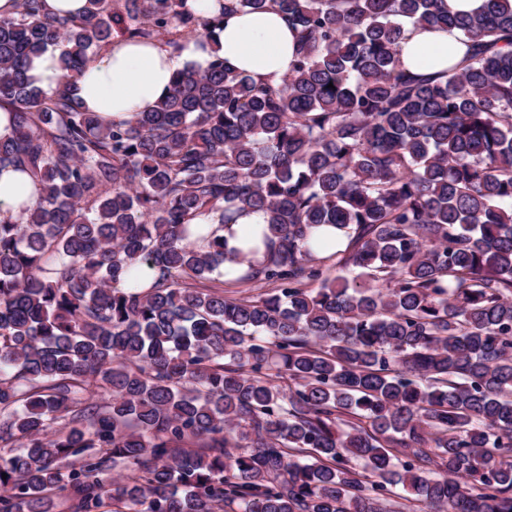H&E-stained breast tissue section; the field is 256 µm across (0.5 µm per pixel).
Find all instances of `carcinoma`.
I'll return each mask as SVG.
<instances>
[{
	"label": "carcinoma",
	"mask_w": 512,
	"mask_h": 512,
	"mask_svg": "<svg viewBox=\"0 0 512 512\" xmlns=\"http://www.w3.org/2000/svg\"><path fill=\"white\" fill-rule=\"evenodd\" d=\"M184 2L125 0V33L217 23ZM271 9L300 42L278 87L217 56L120 122L74 93L112 0L0 16V166L38 185L0 221V512H389L397 486L409 512H512V0L224 2ZM408 22L466 59L408 72ZM245 210L278 248L229 290L191 221ZM28 75L36 87L53 94L62 88V72L59 63V51L49 49L34 57L30 64Z\"/></svg>",
	"instance_id": "carcinoma-1"
}]
</instances>
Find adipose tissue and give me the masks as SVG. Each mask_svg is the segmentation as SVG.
Listing matches in <instances>:
<instances>
[{
	"label": "adipose tissue",
	"mask_w": 512,
	"mask_h": 512,
	"mask_svg": "<svg viewBox=\"0 0 512 512\" xmlns=\"http://www.w3.org/2000/svg\"><path fill=\"white\" fill-rule=\"evenodd\" d=\"M298 49L296 33L287 17L276 10L239 12L226 17L210 36L184 41L179 54L159 43H139L116 37L78 79V95L84 106L104 118L128 120L152 109L167 92L173 74L185 65L207 67L213 57L271 86L287 74ZM467 51L462 35L441 30L408 27L401 43V61L411 73L432 74L459 62ZM37 195L29 172L13 166L0 167V221L15 219ZM266 217L243 212L236 223L218 226L210 216L197 223L224 236L223 279L241 273L245 261L261 262L271 249L264 241Z\"/></svg>",
	"instance_id": "adipose-tissue-1"
}]
</instances>
